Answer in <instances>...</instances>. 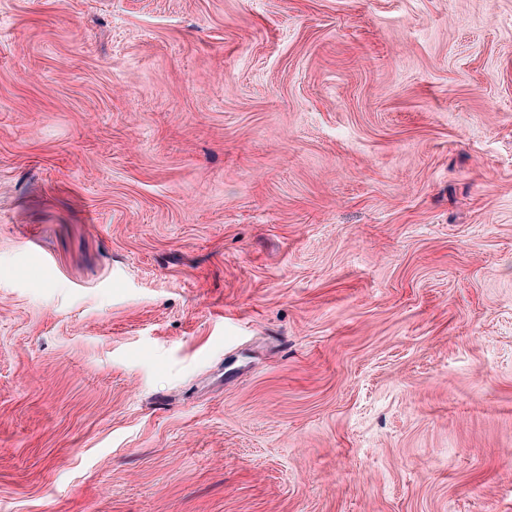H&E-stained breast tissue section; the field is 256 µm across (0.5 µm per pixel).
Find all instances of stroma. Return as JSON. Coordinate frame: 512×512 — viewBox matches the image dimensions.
Segmentation results:
<instances>
[{"instance_id":"35a3bbf8","label":"stroma","mask_w":512,"mask_h":512,"mask_svg":"<svg viewBox=\"0 0 512 512\" xmlns=\"http://www.w3.org/2000/svg\"><path fill=\"white\" fill-rule=\"evenodd\" d=\"M0 512H512V0H0Z\"/></svg>"}]
</instances>
